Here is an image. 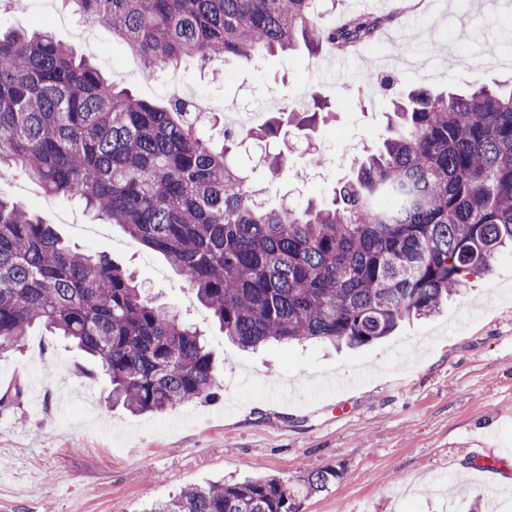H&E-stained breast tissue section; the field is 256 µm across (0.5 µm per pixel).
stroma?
<instances>
[{
    "label": "stroma",
    "mask_w": 512,
    "mask_h": 512,
    "mask_svg": "<svg viewBox=\"0 0 512 512\" xmlns=\"http://www.w3.org/2000/svg\"><path fill=\"white\" fill-rule=\"evenodd\" d=\"M70 11L64 0H23L0 12V30L51 29L118 86L165 101L110 28L92 27L86 41L56 25L55 13ZM351 14L389 17L380 52L334 56L301 45L216 73L183 71L194 91L252 112L273 97L304 109L326 101L317 123L289 130L288 164L267 184L269 197L294 206L331 198L337 180L375 148L393 95L357 76L377 56L403 57L392 73L407 88L512 77V0L494 9L474 0H326L321 23L335 27ZM0 196L24 204L72 248L109 255L156 303L197 327L218 385L212 399L134 415L108 403L103 379L84 376L90 361L82 351L32 328L0 358V393L22 390L18 404L0 405V512H150L193 485L293 478L316 467L336 478L301 498L300 512H512V492L493 490L491 474L473 471L470 459L475 448L504 457L512 477V252L499 253L485 278L434 315L404 320L372 344L271 342L244 351L167 257L121 226L85 239L77 227L95 223L92 212L18 174L0 181ZM281 382L292 389L285 401L272 393Z\"/></svg>",
    "instance_id": "stroma-1"
}]
</instances>
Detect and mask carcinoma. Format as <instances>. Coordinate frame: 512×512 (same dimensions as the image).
I'll list each match as a JSON object with an SVG mask.
<instances>
[{"label": "carcinoma", "instance_id": "1", "mask_svg": "<svg viewBox=\"0 0 512 512\" xmlns=\"http://www.w3.org/2000/svg\"><path fill=\"white\" fill-rule=\"evenodd\" d=\"M112 29L148 70L251 61L303 44L369 42L388 18L320 25L325 0H66ZM212 112L117 89L48 32L0 34V165L76 198L166 254L237 346L315 339L361 346L435 313L512 245V90L400 94L387 135L332 198L259 202L234 163L240 137ZM269 123L247 136L276 177ZM42 325L109 377L133 414L211 398V353L191 324L155 304L119 265L65 246L23 205L0 198V354ZM336 471L293 483L258 475L184 489L151 512H298Z\"/></svg>", "mask_w": 512, "mask_h": 512}]
</instances>
